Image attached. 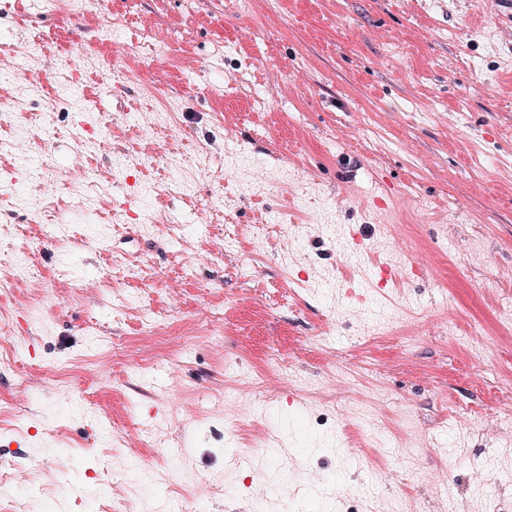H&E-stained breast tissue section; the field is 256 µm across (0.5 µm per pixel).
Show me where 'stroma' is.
Here are the masks:
<instances>
[{"label":"stroma","mask_w":512,"mask_h":512,"mask_svg":"<svg viewBox=\"0 0 512 512\" xmlns=\"http://www.w3.org/2000/svg\"><path fill=\"white\" fill-rule=\"evenodd\" d=\"M4 278L0 512H512V0H0Z\"/></svg>","instance_id":"stroma-1"}]
</instances>
